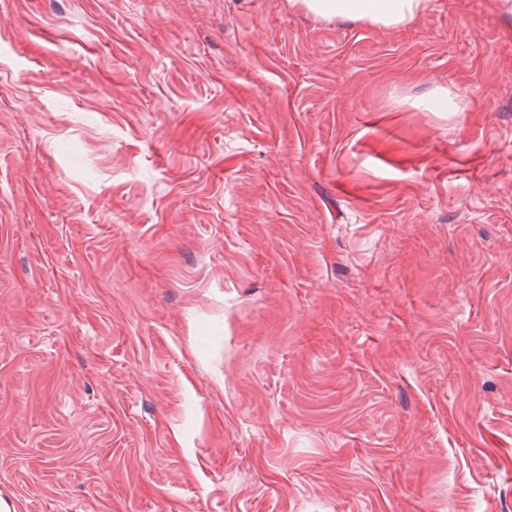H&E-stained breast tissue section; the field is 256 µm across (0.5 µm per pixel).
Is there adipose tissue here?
<instances>
[{
  "label": "adipose tissue",
  "instance_id": "ef3b65f1",
  "mask_svg": "<svg viewBox=\"0 0 512 512\" xmlns=\"http://www.w3.org/2000/svg\"><path fill=\"white\" fill-rule=\"evenodd\" d=\"M430 0H290L293 7L321 19L359 20L393 29L422 16Z\"/></svg>",
  "mask_w": 512,
  "mask_h": 512
}]
</instances>
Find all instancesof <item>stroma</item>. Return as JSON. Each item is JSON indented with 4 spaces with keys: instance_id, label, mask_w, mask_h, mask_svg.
<instances>
[{
    "instance_id": "obj_1",
    "label": "stroma",
    "mask_w": 512,
    "mask_h": 512,
    "mask_svg": "<svg viewBox=\"0 0 512 512\" xmlns=\"http://www.w3.org/2000/svg\"><path fill=\"white\" fill-rule=\"evenodd\" d=\"M498 2L0 0V497L512 512ZM291 5L321 19L347 18L379 29L403 26L422 16L430 0H289Z\"/></svg>"
}]
</instances>
